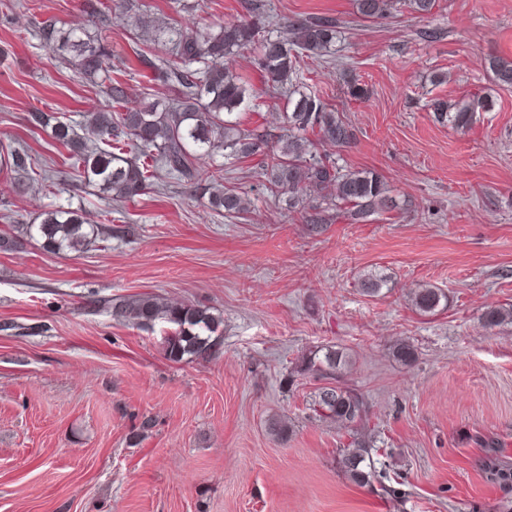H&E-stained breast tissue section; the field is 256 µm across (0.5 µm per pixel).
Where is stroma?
Returning a JSON list of instances; mask_svg holds the SVG:
<instances>
[{
	"label": "stroma",
	"instance_id": "1",
	"mask_svg": "<svg viewBox=\"0 0 512 512\" xmlns=\"http://www.w3.org/2000/svg\"><path fill=\"white\" fill-rule=\"evenodd\" d=\"M137 2L156 24L248 20L274 38L299 19L335 20L331 55L306 58L297 82L355 138H308L343 169L380 175L397 207L310 232L266 190L259 153L224 164L225 185L250 201L236 218L210 207L207 184L162 169L134 200L103 196L33 120L77 127L112 108L37 31L46 19L89 24L84 0H0V142L48 175L22 186L0 173V238L59 203L98 227L76 257L0 248V512H512V491L484 473L488 454L512 463V323L481 320L512 309V87L488 64L512 58V0H436L431 13L381 19L355 0ZM104 3L99 33L130 105L173 97L136 59L157 45ZM257 53L230 62L254 94L236 119L276 137L288 96ZM439 100L476 102L471 126L436 122ZM374 270L388 283L370 296L359 281ZM425 286L447 306L416 311ZM140 293L222 316L219 355L170 362L161 328L112 316L110 300ZM401 339L413 365L392 355ZM329 345L352 358L342 383L365 398L381 483L344 474L347 430L310 408L325 381L294 371Z\"/></svg>",
	"mask_w": 512,
	"mask_h": 512
}]
</instances>
